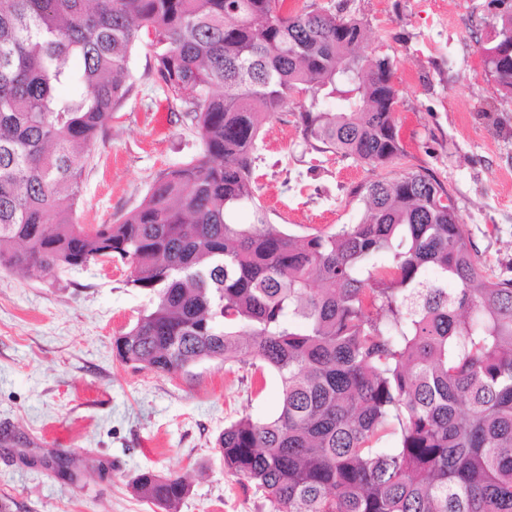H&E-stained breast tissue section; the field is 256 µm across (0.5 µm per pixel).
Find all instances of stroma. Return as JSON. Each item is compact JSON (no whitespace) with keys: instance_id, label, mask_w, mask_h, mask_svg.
<instances>
[{"instance_id":"stroma-1","label":"stroma","mask_w":512,"mask_h":512,"mask_svg":"<svg viewBox=\"0 0 512 512\" xmlns=\"http://www.w3.org/2000/svg\"><path fill=\"white\" fill-rule=\"evenodd\" d=\"M358 19L360 52L389 57L398 90L402 157L388 177L424 171L453 195L480 262L512 265V98L502 96L481 46L498 0H287ZM131 91L114 110L86 164L75 220L118 224L159 172L198 159L201 139L136 47ZM298 107L263 125L254 166L273 223L302 235L356 223L352 191L370 166L304 141ZM129 264L96 262L50 281L0 269V501L11 512H157L133 495L142 469L187 478L180 512H265L254 488L224 467L216 439L244 415L280 407V381L247 363L208 361L182 374L122 363L113 341L149 306ZM72 460L73 478L48 465Z\"/></svg>"}]
</instances>
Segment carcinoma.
I'll use <instances>...</instances> for the list:
<instances>
[{
    "mask_svg": "<svg viewBox=\"0 0 512 512\" xmlns=\"http://www.w3.org/2000/svg\"><path fill=\"white\" fill-rule=\"evenodd\" d=\"M284 4L3 0L0 268L55 278L120 259L152 294L114 339L121 362L272 370L277 414L217 438L269 512H512V276L481 266L448 189L378 176L353 191L357 223L301 236L259 202L256 141L291 102L318 152L373 169L404 153L392 64L359 52L362 23ZM143 42L204 153L160 172L122 223L86 229L74 219L85 153ZM483 54L512 97L511 6ZM244 207L252 222L238 224ZM130 486L159 512L190 492L154 470Z\"/></svg>",
    "mask_w": 512,
    "mask_h": 512,
    "instance_id": "obj_1",
    "label": "carcinoma"
}]
</instances>
